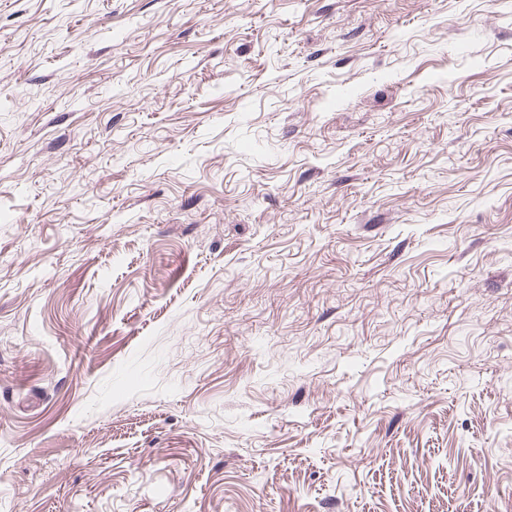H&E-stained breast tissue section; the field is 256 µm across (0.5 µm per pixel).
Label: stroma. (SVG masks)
<instances>
[{"label": "stroma", "instance_id": "obj_1", "mask_svg": "<svg viewBox=\"0 0 512 512\" xmlns=\"http://www.w3.org/2000/svg\"><path fill=\"white\" fill-rule=\"evenodd\" d=\"M0 512H512V0H0Z\"/></svg>", "mask_w": 512, "mask_h": 512}]
</instances>
